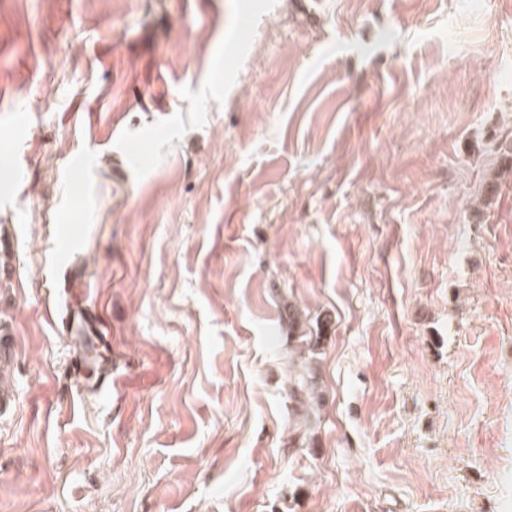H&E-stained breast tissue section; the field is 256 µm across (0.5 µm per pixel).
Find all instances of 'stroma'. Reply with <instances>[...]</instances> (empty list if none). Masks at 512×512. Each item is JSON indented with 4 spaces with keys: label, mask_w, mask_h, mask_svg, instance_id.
Listing matches in <instances>:
<instances>
[{
    "label": "stroma",
    "mask_w": 512,
    "mask_h": 512,
    "mask_svg": "<svg viewBox=\"0 0 512 512\" xmlns=\"http://www.w3.org/2000/svg\"><path fill=\"white\" fill-rule=\"evenodd\" d=\"M507 145L512 0H0V512H512ZM58 288L54 309L50 311L53 327L70 347L69 374L84 396H98L112 391V336L104 326L99 312L91 305L73 304L71 291ZM93 354L89 355V346ZM287 320L283 318L287 328L288 345L291 346L288 353L293 358L297 356L302 359L303 354L307 353L304 357L305 371L298 372L293 378L290 386V400L293 401L297 407L302 410H307L310 401L315 404L319 402V396L315 394L317 389V372L312 365V358L316 355L321 346V341L325 336H322L321 329L318 328L315 336L311 332H307L300 320L299 314L292 306H288Z\"/></svg>",
    "instance_id": "1"
}]
</instances>
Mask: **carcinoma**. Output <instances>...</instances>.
Listing matches in <instances>:
<instances>
[{"label": "carcinoma", "instance_id": "obj_1", "mask_svg": "<svg viewBox=\"0 0 512 512\" xmlns=\"http://www.w3.org/2000/svg\"><path fill=\"white\" fill-rule=\"evenodd\" d=\"M288 345L290 356L304 359L305 370L298 372L290 386V400L298 407L307 409L309 403L319 402V396L315 394L317 389V372L312 367V358L316 355L324 339L321 331L314 333L305 330L299 314L293 307H288L287 320Z\"/></svg>", "mask_w": 512, "mask_h": 512}]
</instances>
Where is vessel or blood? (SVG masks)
Wrapping results in <instances>:
<instances>
[{"label":"vessel or blood","instance_id":"1","mask_svg":"<svg viewBox=\"0 0 512 512\" xmlns=\"http://www.w3.org/2000/svg\"><path fill=\"white\" fill-rule=\"evenodd\" d=\"M51 320L70 347L69 374L82 395L97 396L112 389V338L91 305L72 303L69 288L59 289Z\"/></svg>","mask_w":512,"mask_h":512}]
</instances>
